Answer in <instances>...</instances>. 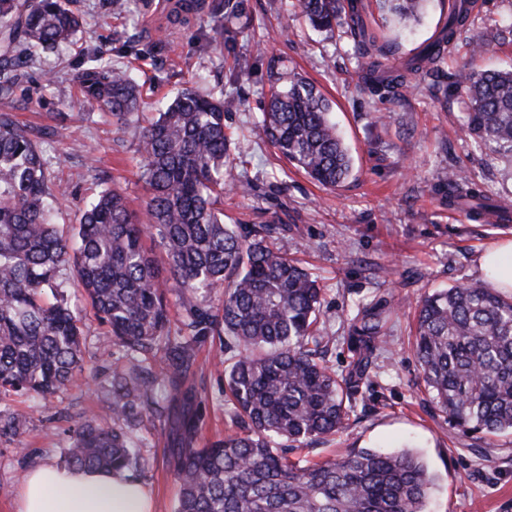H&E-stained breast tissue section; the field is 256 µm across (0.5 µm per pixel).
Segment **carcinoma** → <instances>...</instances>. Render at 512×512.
<instances>
[{
	"label": "carcinoma",
	"mask_w": 512,
	"mask_h": 512,
	"mask_svg": "<svg viewBox=\"0 0 512 512\" xmlns=\"http://www.w3.org/2000/svg\"><path fill=\"white\" fill-rule=\"evenodd\" d=\"M72 0H0V98H8L34 53L72 41L81 15ZM383 19L419 20L425 0H376ZM313 28H346L367 89L393 102L439 68L469 25L476 0H452L437 35L395 63L392 46L365 18L363 0H296ZM225 21L232 40L244 0H173L171 24L203 10ZM270 64V96L262 119L266 138L296 169L325 187L343 184L352 157L331 119L332 106L302 77L281 82ZM81 104L112 122H133L139 84L131 68L100 58L72 75ZM468 112L462 132L512 157V70L455 74ZM236 100L182 89L144 127L139 178L148 193L143 216L117 188L85 205L79 223L56 224L54 172L41 148L42 131L19 127L0 111V400L26 394L41 400L85 372L82 330L67 288L86 292L112 331L119 353L112 374V426L77 424L63 464L148 467L133 431L152 415L172 423L170 453L179 494L174 512H426L433 477L410 450L361 449L311 462L288 449L309 447L350 425L360 385L388 344L385 308L363 304L341 340L353 358L337 375L325 356L330 338L318 318L317 280L275 243L278 224L246 232L224 223V169L235 155L224 111ZM448 205L466 202L473 215L507 221L512 205L445 175ZM160 239L165 256L145 244ZM181 305L169 319L167 294ZM218 337L224 388L234 430L196 445L198 394L187 385L198 345ZM414 356L424 387L455 426L492 440L512 433V295L489 281L466 282L416 302Z\"/></svg>",
	"instance_id": "obj_1"
}]
</instances>
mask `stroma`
I'll return each instance as SVG.
<instances>
[{
    "label": "stroma",
    "instance_id": "1",
    "mask_svg": "<svg viewBox=\"0 0 512 512\" xmlns=\"http://www.w3.org/2000/svg\"><path fill=\"white\" fill-rule=\"evenodd\" d=\"M244 4L254 33L232 43L205 13L166 30L138 6L117 16L108 14L103 0H76L88 22L79 35L86 54L65 46L42 54L9 104L21 124L47 132L44 156L67 189L57 223H75L85 201L100 190L102 174L133 210L143 212L141 126L186 86L232 94L237 105L225 114L224 125L232 150L246 162L253 189L247 195L225 192L224 221L245 231L279 224L283 240L301 242L293 256L318 277L324 290L320 323L335 338L328 366L347 372L352 355L337 337L359 304L390 297L401 301L386 312L390 343L378 358L371 385L361 389L356 421L307 449V457L410 448L435 477L429 512H512V435L490 443L482 434L449 424L427 394L411 351L417 300L436 289L486 279L480 255L493 242L512 239V221L476 218L449 207L443 181L448 168H460L482 190L512 199V159L461 137L463 93L452 86L462 66L480 71L512 66V0H477L474 21L457 51L441 64L436 87L402 91L392 105L364 89L349 37L314 31L289 0ZM447 16L448 0H429L420 22L403 29L390 21L380 33L396 56L406 57L434 36ZM474 39L485 45L476 57L469 47ZM95 56L133 67L143 87L138 123L120 128L79 104L70 73L89 66ZM274 59L333 101V117L353 159V172L340 187L324 188L295 171L258 128ZM236 63L241 72L232 84L229 69ZM68 297L83 326L87 368L49 401L27 396L0 401V417L22 423L17 433L0 434V512H15L18 488L32 466L61 462L75 424L93 415L102 424L112 422L103 407L112 384V334L79 289H69ZM222 346L214 338L198 348L204 366L195 378L199 415L212 438L232 427L224 373L210 365ZM137 435L147 443L146 485L155 512H173L178 488L169 454L171 424L150 417Z\"/></svg>",
    "mask_w": 512,
    "mask_h": 512
}]
</instances>
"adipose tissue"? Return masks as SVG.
I'll use <instances>...</instances> for the list:
<instances>
[{
    "label": "adipose tissue",
    "instance_id": "ef3b65f1",
    "mask_svg": "<svg viewBox=\"0 0 512 512\" xmlns=\"http://www.w3.org/2000/svg\"><path fill=\"white\" fill-rule=\"evenodd\" d=\"M16 512H153L149 491L125 471L43 462L27 473Z\"/></svg>",
    "mask_w": 512,
    "mask_h": 512
}]
</instances>
